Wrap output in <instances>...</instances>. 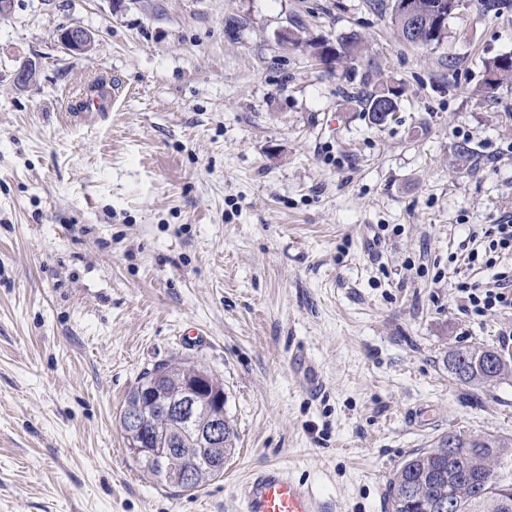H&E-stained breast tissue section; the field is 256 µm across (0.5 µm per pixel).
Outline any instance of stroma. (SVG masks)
I'll list each match as a JSON object with an SVG mask.
<instances>
[{"mask_svg":"<svg viewBox=\"0 0 512 512\" xmlns=\"http://www.w3.org/2000/svg\"><path fill=\"white\" fill-rule=\"evenodd\" d=\"M495 2L464 0L421 51L375 0H11L0 512H242L240 483L270 465L319 512H390L410 453L512 438V381L448 371L461 346L512 352V311L474 315L458 292L512 268L463 262L512 216V81L479 93L512 54V0ZM63 26L93 49H65ZM349 33L359 61L320 65L312 43ZM96 81L119 86L105 118H65ZM384 81L401 95L376 127L352 94ZM168 362L223 382L237 434L191 491L143 472L120 426Z\"/></svg>","mask_w":512,"mask_h":512,"instance_id":"1","label":"stroma"}]
</instances>
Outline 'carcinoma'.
Instances as JSON below:
<instances>
[{
    "instance_id": "obj_1",
    "label": "carcinoma",
    "mask_w": 512,
    "mask_h": 512,
    "mask_svg": "<svg viewBox=\"0 0 512 512\" xmlns=\"http://www.w3.org/2000/svg\"><path fill=\"white\" fill-rule=\"evenodd\" d=\"M344 54L336 63L358 60L363 54V42L355 34L337 38ZM499 73L500 81L512 79V54L501 55L485 62L484 71ZM356 98L371 124L384 125L377 115L381 104L386 114L396 111L398 94L382 85L373 90H359ZM488 356L499 361L496 372L484 370ZM166 378L160 386L164 400L178 395L186 382L194 379L201 368L195 365L163 363ZM448 371L464 384L484 387L512 377V353L494 350L485 345H468L448 356ZM151 426L159 447H164L179 431L175 419L164 412L152 416ZM512 449V440L492 434L450 432L440 437L431 448L409 454L390 478L387 497L391 512H440L437 504L451 503L450 512H512V473L496 472L493 464ZM137 463L151 476L172 486H180L176 476L183 468L178 455L163 452L135 453Z\"/></svg>"
}]
</instances>
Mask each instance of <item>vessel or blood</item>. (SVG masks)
<instances>
[{"label": "vessel or blood", "mask_w": 512, "mask_h": 512, "mask_svg": "<svg viewBox=\"0 0 512 512\" xmlns=\"http://www.w3.org/2000/svg\"><path fill=\"white\" fill-rule=\"evenodd\" d=\"M111 103V90L100 89L78 103L74 116L82 123H94L99 111ZM241 497L244 512H317L312 491L279 467L251 474L241 488Z\"/></svg>", "instance_id": "vessel-or-blood-1"}]
</instances>
